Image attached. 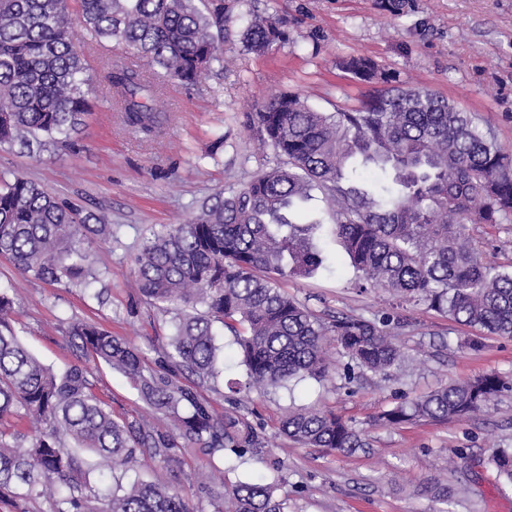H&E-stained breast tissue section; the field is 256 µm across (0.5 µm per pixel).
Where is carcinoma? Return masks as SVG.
Wrapping results in <instances>:
<instances>
[{"label":"carcinoma","instance_id":"carcinoma-1","mask_svg":"<svg viewBox=\"0 0 512 512\" xmlns=\"http://www.w3.org/2000/svg\"><path fill=\"white\" fill-rule=\"evenodd\" d=\"M85 28L99 42L136 51V61L108 63L111 102L125 126L148 137L163 134L168 115L155 104L160 76L193 86L224 68L239 0H80ZM400 18L413 0H379ZM288 38V18L254 12L240 35L245 50L263 54ZM361 83H376L359 104L320 112L280 93L256 106L247 124L277 163L258 169L229 195L202 201L184 224L163 225L134 257L143 301L170 316L169 348L146 365L142 353L91 321L74 320L68 343L81 357L58 374L20 342L15 298L0 290V503L44 497L49 512H197L159 482L123 485L147 455L165 465L189 448L244 458L262 447L258 425L239 407L219 416L188 374L205 384L220 373L213 326L233 336L248 388L285 386L325 377V337L334 336L356 367L385 373L401 361L393 342L405 319L397 307L372 319L342 315L325 323L288 296L283 278L304 279L323 264L313 244L317 220H298L317 190L336 238L360 273L361 285L414 302L491 335L512 338V270L483 263L478 225L512 224V153L470 112L425 88L407 86L370 57L345 63ZM84 60L70 38L69 0H0V146L27 149L72 144L88 112ZM95 223H90V220ZM112 225L19 176L0 175V255L23 275L64 288L99 281L92 245L112 243ZM122 373L147 408L171 422L158 430L120 418L99 394L95 367ZM496 373L442 384L396 403L385 425L463 419L505 392ZM35 434L19 442L14 421ZM294 442L330 452L368 447L362 430L332 411L297 410L281 421ZM108 472L103 494L80 455ZM512 486V449L491 458ZM280 478L237 482L212 499L214 512H284Z\"/></svg>","mask_w":512,"mask_h":512}]
</instances>
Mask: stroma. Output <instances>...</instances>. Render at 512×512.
<instances>
[{"mask_svg": "<svg viewBox=\"0 0 512 512\" xmlns=\"http://www.w3.org/2000/svg\"><path fill=\"white\" fill-rule=\"evenodd\" d=\"M267 8L287 14V41L258 55L235 39L224 45V70L193 87L167 79L159 104L170 120L165 136L154 141L126 131L109 107L105 63L135 58V51L98 43L73 24V41L88 67L90 106L73 146L34 153L0 147V172L40 183L105 218L115 231L111 246L95 252L102 278L87 288L31 279L0 256V288L17 299L16 333L55 371L78 361L65 338L75 317L101 323L155 364L171 327L140 301L133 257L151 228L183 223L199 202L239 188L258 168L274 164L272 152L244 126L246 112L267 95L297 93L325 112L356 105L366 88L339 63L370 56L407 85L430 88L478 115L512 152V0H415L413 12L400 19L380 11L377 0H242L236 31L253 11ZM308 213L323 221L315 243L324 263L309 278L282 280L284 291L327 321L369 318L392 304L389 295L359 288L357 272L330 233L325 204L312 200ZM403 313L408 324L394 338L404 358L400 369L387 375L350 369L330 339L324 379L251 391L242 406L258 423L263 446L236 469L195 448L178 465L141 460L127 480L164 483L203 512L210 495L195 475L215 468L229 483L282 475L278 495L286 512H512V487L499 483L488 463L494 449L512 448V393L462 420L373 422L403 395L485 373L512 377V339L477 333L421 305H405ZM473 338L479 349L468 348ZM99 377L114 414L145 413L125 376L104 366ZM298 409L332 410L354 421L369 449L345 454L299 446L279 430L282 416Z\"/></svg>", "mask_w": 512, "mask_h": 512, "instance_id": "1", "label": "stroma"}]
</instances>
